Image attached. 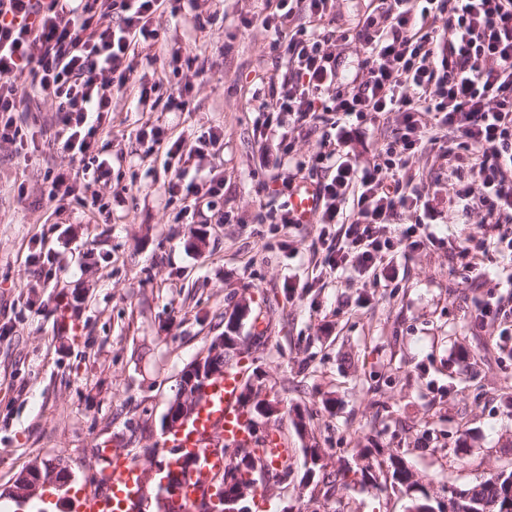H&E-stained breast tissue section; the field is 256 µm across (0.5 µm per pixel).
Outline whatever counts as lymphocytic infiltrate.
<instances>
[{"label":"lymphocytic infiltrate","mask_w":512,"mask_h":512,"mask_svg":"<svg viewBox=\"0 0 512 512\" xmlns=\"http://www.w3.org/2000/svg\"><path fill=\"white\" fill-rule=\"evenodd\" d=\"M331 2L275 0L274 13L258 18L295 67L294 80L260 111L284 112L294 123L323 130V147L308 164L328 173L318 189L319 221L337 227L330 272L343 273L355 259L377 285L394 279L399 258L436 244L421 225L389 227L398 211L421 203V195L402 191L400 174L429 138L424 117L430 114L471 156L468 169L453 170L466 181L456 196L478 195L485 213L456 263L482 277L488 239L512 255V0H426L423 8L388 0L356 33L365 79L352 88L341 82L331 50ZM195 7L196 0H0V140L29 144L14 120L25 96L19 79L27 74L57 105L61 150L91 154L112 110L113 87L129 83L163 42L157 16ZM299 13L309 16L310 29L289 30ZM351 116L369 123L394 118L395 136L378 161L366 165L345 150L341 121Z\"/></svg>","instance_id":"obj_1"}]
</instances>
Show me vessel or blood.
Here are the masks:
<instances>
[{"label":"vessel or blood","instance_id":"b4317fda","mask_svg":"<svg viewBox=\"0 0 512 512\" xmlns=\"http://www.w3.org/2000/svg\"><path fill=\"white\" fill-rule=\"evenodd\" d=\"M321 206L318 187L306 180L298 183L289 197V207L297 223H311ZM241 374L228 367L222 378L211 384L204 395L201 414L169 444L176 456L164 467L181 472V512H200V505L215 477L223 473L227 458L223 451L251 437L250 422L242 412L238 396ZM141 477L139 466L122 456L109 457L103 488L82 495L79 512H135L134 496Z\"/></svg>","mask_w":512,"mask_h":512}]
</instances>
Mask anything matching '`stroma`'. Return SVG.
I'll return each mask as SVG.
<instances>
[{
  "label": "stroma",
  "mask_w": 512,
  "mask_h": 512,
  "mask_svg": "<svg viewBox=\"0 0 512 512\" xmlns=\"http://www.w3.org/2000/svg\"><path fill=\"white\" fill-rule=\"evenodd\" d=\"M379 3L334 2L343 82L360 73L355 34ZM266 6L207 0L218 19L202 31L191 14L158 16L169 49L204 64L188 111L166 106L177 83L168 49L139 71L162 84L146 105L131 89H114L92 160L54 145L56 107L36 95L16 119L37 132V151L0 143V512L5 488L36 461L65 467L71 490L83 493L101 487L95 449L144 467L161 462V418L178 374L242 303L250 308L244 367L263 375L264 395L278 403L260 431L287 439L291 466L252 512H408V495L388 487L304 483L310 448L322 449L331 471L354 464L364 448L373 449V464L399 453L439 502L449 487L512 467V335L501 334L512 314L481 328L473 321L475 299L512 293L495 278L507 259L489 249V276L479 281L457 269L455 253L476 232L479 209L473 198L448 204L452 139L426 144L402 173L404 190L424 191L430 208L402 214L400 223H425L444 246L411 253L385 287L355 272L322 275L320 224L276 222L288 199L279 177L326 179L297 167L319 149L322 130L286 120L268 139L256 132L271 84L291 75L272 33L255 21ZM151 126L191 146L210 129L224 141L182 164L141 136ZM394 126L349 121L360 162L377 159ZM264 152L280 164L261 167ZM99 164L106 179L49 201L50 173ZM180 167L200 189L196 205L167 191ZM217 179L223 193L209 195ZM94 194L108 203V221L83 205ZM61 310L69 327L58 323ZM258 327L265 334L256 341ZM71 490L56 491L51 512H72Z\"/></svg>",
  "instance_id": "35a3bbf8"
}]
</instances>
